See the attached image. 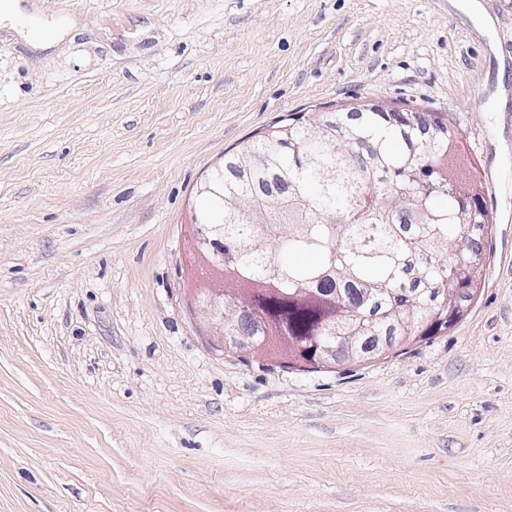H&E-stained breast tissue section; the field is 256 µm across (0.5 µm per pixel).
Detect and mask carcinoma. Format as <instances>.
<instances>
[{"mask_svg": "<svg viewBox=\"0 0 512 512\" xmlns=\"http://www.w3.org/2000/svg\"><path fill=\"white\" fill-rule=\"evenodd\" d=\"M435 130L419 132L366 112L355 135L336 119V146L311 135L299 116L255 142L249 177L239 181L238 154L224 156L203 194L207 225L224 224V290H237L255 309V355L279 352L277 337L303 340L320 330L330 303L305 289L329 288L336 300V335L373 324L374 336H396L428 308L448 306V283L476 288L473 256L448 252L463 238L468 216L491 234L479 170L466 178L450 165L459 133L435 112ZM274 154L278 166L265 168ZM288 190L281 191L282 185ZM251 200L247 222H229V186Z\"/></svg>", "mask_w": 512, "mask_h": 512, "instance_id": "cac0c4a2", "label": "carcinoma"}]
</instances>
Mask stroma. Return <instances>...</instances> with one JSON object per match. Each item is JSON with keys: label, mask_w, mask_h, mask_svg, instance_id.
I'll return each mask as SVG.
<instances>
[{"label": "stroma", "mask_w": 512, "mask_h": 512, "mask_svg": "<svg viewBox=\"0 0 512 512\" xmlns=\"http://www.w3.org/2000/svg\"><path fill=\"white\" fill-rule=\"evenodd\" d=\"M0 20V512H512V0H18ZM51 27L41 45L30 25ZM450 115L466 315L315 371L221 348L202 189L300 112Z\"/></svg>", "instance_id": "obj_1"}]
</instances>
